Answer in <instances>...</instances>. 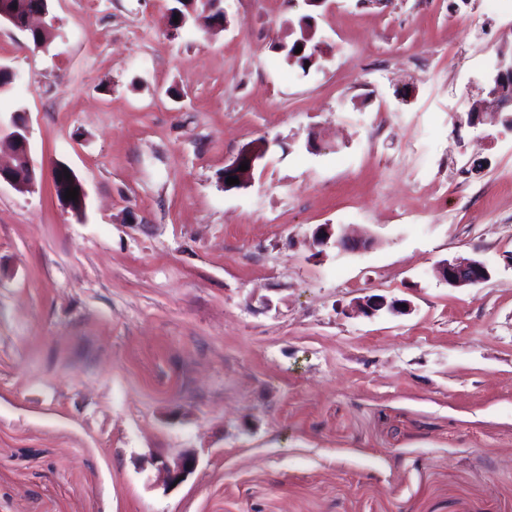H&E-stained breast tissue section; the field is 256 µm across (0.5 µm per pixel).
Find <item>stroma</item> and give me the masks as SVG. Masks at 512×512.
Instances as JSON below:
<instances>
[{
    "instance_id": "stroma-1",
    "label": "stroma",
    "mask_w": 512,
    "mask_h": 512,
    "mask_svg": "<svg viewBox=\"0 0 512 512\" xmlns=\"http://www.w3.org/2000/svg\"><path fill=\"white\" fill-rule=\"evenodd\" d=\"M168 4L51 0L45 51L0 25L36 173L0 184V512H512V132L468 123L512 0H223L177 35ZM309 12L305 73L273 45ZM460 256L489 279L442 283ZM269 148V142L264 141L259 142L254 146H250L244 149L241 153H239L235 160L224 168L225 189H229L230 187L235 185L227 184V178L229 177L238 178L239 183L242 184L241 188L250 185L253 179L251 176L254 170L261 165L262 161L265 159L269 151ZM243 162H247L248 170L239 171V167ZM313 242L321 248L334 246L341 252H359L367 248L366 241L343 235L333 224L319 225L313 233ZM439 279L451 287H465L484 283L490 277L488 266L476 258H453L438 263ZM401 304H405V307H401ZM397 315L407 312L409 310L408 305L405 302L391 301L388 302L384 297H372L359 302L356 307V311L365 316H373L381 310ZM158 465V479L166 488L176 487L194 472L197 460L195 455L184 450L175 459L173 463L169 460L161 459Z\"/></svg>"
}]
</instances>
